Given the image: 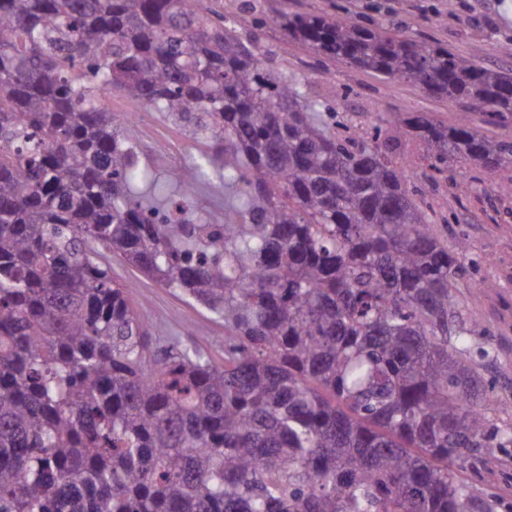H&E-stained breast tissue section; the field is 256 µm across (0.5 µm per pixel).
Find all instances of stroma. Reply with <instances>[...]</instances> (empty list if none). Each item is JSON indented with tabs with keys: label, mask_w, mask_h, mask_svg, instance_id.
I'll return each instance as SVG.
<instances>
[{
	"label": "stroma",
	"mask_w": 512,
	"mask_h": 512,
	"mask_svg": "<svg viewBox=\"0 0 512 512\" xmlns=\"http://www.w3.org/2000/svg\"><path fill=\"white\" fill-rule=\"evenodd\" d=\"M267 15L330 13L341 5L367 22L375 20L412 38L453 50L466 61L512 72V0H261ZM226 18L238 21L242 41L258 39L271 65L303 77L312 95L338 103L349 124L371 129L379 121L423 114L454 123L462 106L435 99L418 87L382 80L339 62L318 57L301 43L270 26L254 35L240 23V0H223ZM132 141L147 140L155 149L151 167L175 181L179 157L199 156V146L186 129L160 112L151 113L143 126L128 129ZM400 152L408 161L405 174L419 190L418 203L427 212L435 232L449 243L466 240L469 258L459 280L467 314L488 329L473 349L488 396L497 407L492 431L497 447L490 466L473 464L461 469L462 483L482 498L496 501L497 512H512V167L495 173L471 164L454 167L457 186L432 184L425 177L419 143L403 139ZM190 204L209 221L220 222L228 207L224 185L212 176L201 178ZM114 280L125 285L140 307L152 334L171 336L202 347L215 363L224 361L220 340L223 323L202 307L188 303L172 290L158 286L120 257L109 261Z\"/></svg>",
	"instance_id": "35a3bbf8"
}]
</instances>
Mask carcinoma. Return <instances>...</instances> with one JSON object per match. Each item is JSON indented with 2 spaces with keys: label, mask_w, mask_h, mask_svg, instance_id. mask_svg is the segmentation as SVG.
Listing matches in <instances>:
<instances>
[{
  "label": "carcinoma",
  "mask_w": 512,
  "mask_h": 512,
  "mask_svg": "<svg viewBox=\"0 0 512 512\" xmlns=\"http://www.w3.org/2000/svg\"><path fill=\"white\" fill-rule=\"evenodd\" d=\"M314 54L466 112L351 133L205 0H0V512H493L457 293L468 246L427 223L396 153L512 164V73L349 13L269 17ZM118 91L205 151L141 171ZM235 216L191 217L205 168ZM224 323V363L150 325L101 255Z\"/></svg>",
  "instance_id": "1"
}]
</instances>
